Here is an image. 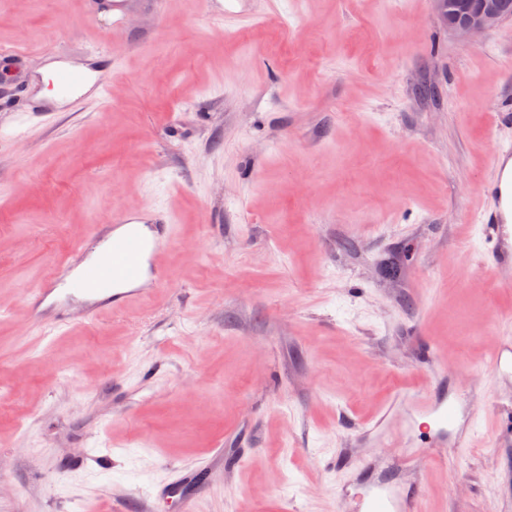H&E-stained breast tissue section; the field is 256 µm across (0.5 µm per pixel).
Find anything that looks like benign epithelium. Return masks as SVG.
Instances as JSON below:
<instances>
[{"label":"benign epithelium","mask_w":512,"mask_h":512,"mask_svg":"<svg viewBox=\"0 0 512 512\" xmlns=\"http://www.w3.org/2000/svg\"><path fill=\"white\" fill-rule=\"evenodd\" d=\"M443 26L471 41L507 17L504 0H434Z\"/></svg>","instance_id":"1"}]
</instances>
